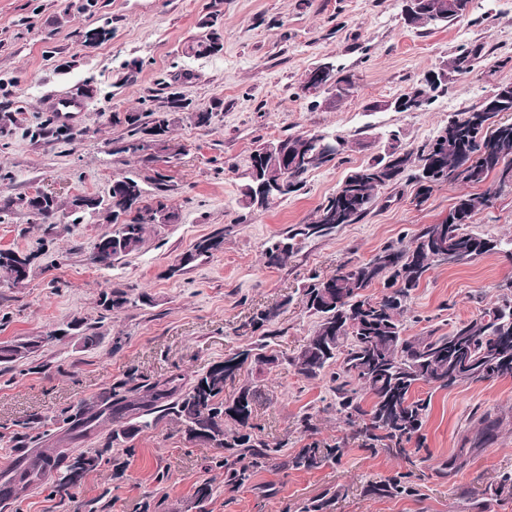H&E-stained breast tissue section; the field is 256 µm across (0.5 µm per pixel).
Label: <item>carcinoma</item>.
I'll list each match as a JSON object with an SVG mask.
<instances>
[{"instance_id":"1","label":"carcinoma","mask_w":512,"mask_h":512,"mask_svg":"<svg viewBox=\"0 0 512 512\" xmlns=\"http://www.w3.org/2000/svg\"><path fill=\"white\" fill-rule=\"evenodd\" d=\"M472 3L473 0H425L412 23L424 28L463 20ZM216 20L214 13L203 21L209 32L189 44V52L202 56L223 50L224 38L215 28ZM470 57L467 50L449 60L443 68L446 78L467 72ZM442 86V82L434 87L419 82L403 97L422 108L430 103L432 92ZM148 115V122L142 121L139 112H127L116 121L137 132L163 137L184 120L207 126L213 112L191 110L179 92L171 91ZM497 116L496 112L471 113L465 108L449 116L435 136L416 149L406 148L399 133H391L387 151L351 172L318 207L315 221L294 225L288 230L286 241L273 244L265 252L268 265L287 263L293 253V240L323 236L342 224L356 223L370 211L377 192L399 182L408 171L419 184V195L424 197L444 182L477 185L490 177L495 179L496 187L484 193L458 195L448 215L435 224L423 225L410 244H387L364 261L339 265L333 275L316 278L304 289L306 308L318 317V324L290 363L306 379H316L326 368L336 365V412L367 440L391 451L401 453L405 451L403 444L419 437L428 408L427 400L416 396L419 386L449 388L512 379V296L502 297L476 317L454 325L445 335L437 336L431 330L425 335L409 336L403 323L412 294L435 266L448 262V252L458 255L461 263L503 252L499 240L468 230L478 211L489 207L504 189H512V122ZM491 126L498 133L495 152L485 149V128ZM280 148L296 154L314 152L318 144L314 134L303 133L256 150L241 189L244 207L267 210L305 185L310 169L284 176ZM284 178L288 179V189L277 195L273 186ZM145 194L139 178L123 176L112 181L105 199H71L68 209L72 223H81L90 212L119 225L112 236L98 239L99 256L93 258L94 263L110 266L139 251L152 225L170 224L176 219L164 202L144 203ZM59 210L56 197L42 194L35 217L42 224H51ZM223 243L221 235L201 239L194 251L186 254V264L211 256ZM19 265L31 269V256L0 250L1 275L11 278ZM378 284L383 285L380 294H366L367 289ZM42 343L43 338L32 336L0 344V365L37 352ZM252 362L274 365L278 356L246 348L211 366L185 389L171 378L147 388L136 398L112 393L107 397L111 404L102 408L103 421L115 425L112 441L129 439L170 415L191 438L230 451L224 459V473L236 482L246 480L251 465L274 459L280 452V448L271 447L253 432L251 420L258 387L243 385L237 395L224 398L226 385L235 382L244 366ZM365 394L370 397L368 403L363 398ZM499 425L497 418L481 417L473 448L493 439ZM339 451L338 447H306L283 465L310 468L336 458ZM99 462L97 453L73 457L56 448L49 454H39L15 479L0 485V499L24 493L53 473V487L67 493Z\"/></svg>"}]
</instances>
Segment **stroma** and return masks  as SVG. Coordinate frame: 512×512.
<instances>
[{
	"instance_id": "35a3bbf8",
	"label": "stroma",
	"mask_w": 512,
	"mask_h": 512,
	"mask_svg": "<svg viewBox=\"0 0 512 512\" xmlns=\"http://www.w3.org/2000/svg\"><path fill=\"white\" fill-rule=\"evenodd\" d=\"M216 8L223 51L189 53ZM99 27L109 37L85 49L80 32ZM465 49L476 53L473 68L455 76L447 92L415 112L390 108L426 71ZM326 61L354 74L357 88L318 105L301 86ZM505 82H512V0H474L464 21L427 28L406 24L403 0H0V107L14 115L0 134V200L15 201L0 216V249L32 258L23 285L0 276V344L46 340L38 356L0 366V484L44 448L101 454L70 495L56 494L47 481L1 504L5 512H302L327 492L334 496L328 512H472L473 498L484 501L485 512H512V497L489 494L512 473V379L420 386L419 396L431 400L423 448L401 456L370 448L337 414L331 374L310 381L290 363L316 328L302 301L311 277H329L388 243H410L422 225L447 216L467 185L444 183L421 198L415 183L402 179L380 189L356 223L299 242L286 265L269 266L264 257L288 227L313 221L348 174L383 154L388 131L418 147L449 114ZM171 86L193 108L212 111L209 126L184 121L158 142L115 122V115L151 109L153 97ZM61 93L84 101L80 125L57 121L53 100ZM370 103L375 111H367ZM303 132L340 136L351 147L310 171L304 188L276 206L244 208L240 187L251 154ZM133 138L141 151H125ZM159 173L176 221L153 225L139 252L109 267L94 264L92 247L112 227L99 217L72 223L68 202L105 196L113 179L132 174L144 178L152 202L161 195L153 182ZM38 193L60 203L55 223H38L23 206ZM472 228L512 239V192L479 211ZM216 234L224 237L219 251L174 272L180 257ZM510 282L512 257L503 253L437 266L416 290L404 324L412 335L447 333L497 302ZM114 288L128 302L103 311L100 298ZM275 306L268 348L278 364H247L224 396L244 383L259 387L253 423L282 457L341 441L339 458L300 470L258 464L231 486L223 449L190 439L173 417L118 443L108 423L88 433L74 429L70 414L120 382L136 389L177 375L190 385L225 355L253 346L251 316ZM76 322L94 329L95 347H83ZM487 414L500 419L498 436L472 450ZM458 454L462 467L448 470ZM394 476L405 493H369V485ZM206 481L213 494L201 510L194 495Z\"/></svg>"
}]
</instances>
